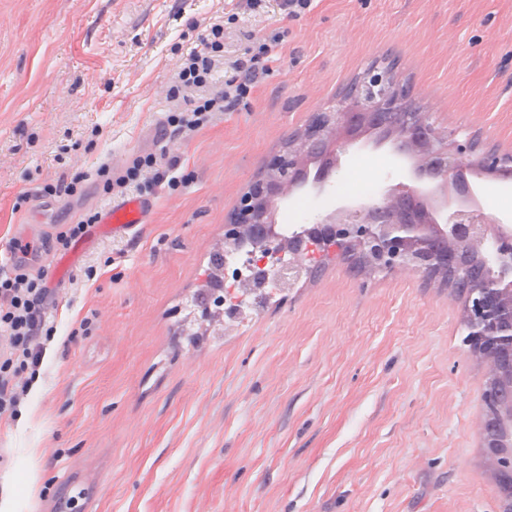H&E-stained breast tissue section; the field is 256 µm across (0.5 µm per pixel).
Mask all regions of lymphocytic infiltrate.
<instances>
[{"label":"lymphocytic infiltrate","instance_id":"f902f5d3","mask_svg":"<svg viewBox=\"0 0 512 512\" xmlns=\"http://www.w3.org/2000/svg\"><path fill=\"white\" fill-rule=\"evenodd\" d=\"M224 23L209 24L200 46L191 48L177 66L168 97L174 112L157 130L159 140L196 130L216 114L230 111L250 92L258 79L266 75L259 60L271 55L281 44L280 33L253 41L242 57L231 61L234 78H218L221 65ZM176 165L167 154L135 157L122 175L111 177L109 166H101L105 193L114 188L128 189L149 179L163 182ZM56 291L43 272L26 270L15 264L0 271V422L13 420L29 392L26 371H38L43 360L45 339L53 331L52 311Z\"/></svg>","mask_w":512,"mask_h":512}]
</instances>
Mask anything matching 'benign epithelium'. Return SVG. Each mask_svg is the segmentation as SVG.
<instances>
[{
	"mask_svg": "<svg viewBox=\"0 0 512 512\" xmlns=\"http://www.w3.org/2000/svg\"><path fill=\"white\" fill-rule=\"evenodd\" d=\"M413 89L400 82L390 65L373 66L353 91L337 99L334 106L312 114L307 127L288 139L283 153L268 165L264 178L243 198L230 227L236 233L224 236V253L239 252L240 239L255 224H270L273 209L288 206L300 194L317 198L329 196L333 169L309 173L303 164L310 145H332L340 158L356 148L390 146L391 154L402 162L407 181L388 185L376 202L342 198L312 224H290L278 242H251V258L265 259L271 253L278 261L265 273L263 283L284 287L285 275L300 278L314 252L337 242L356 244V258L374 271L403 273L417 269L429 275L462 276L460 253L480 258L491 275L471 296L466 322L468 345L474 356L512 348V302L504 289L512 288V225L486 213L483 207L448 200L429 206V200L448 185L462 182L466 197L475 201L486 190L472 160L470 139L459 142L453 134L443 136L431 114L412 104ZM389 112L396 117L394 131L365 139L353 131L371 115ZM481 167L496 170V176L512 179V153L492 150ZM436 228L448 238V249L430 245L428 234ZM310 237L308 249L297 239Z\"/></svg>",
	"mask_w": 512,
	"mask_h": 512,
	"instance_id": "obj_1",
	"label": "benign epithelium"
}]
</instances>
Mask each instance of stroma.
<instances>
[{"mask_svg": "<svg viewBox=\"0 0 512 512\" xmlns=\"http://www.w3.org/2000/svg\"><path fill=\"white\" fill-rule=\"evenodd\" d=\"M223 16L283 32L233 110L162 145L177 59ZM395 59L440 131L512 152V0H0V252L113 198L96 171L169 148L150 222L104 238L57 285L54 330L14 422L0 503L57 512H498L475 425L485 370L462 304L422 271L322 273L230 320L202 317L204 271L244 195L313 112ZM84 175L81 199L46 185ZM387 150L347 178L399 181ZM91 325H84V318Z\"/></svg>", "mask_w": 512, "mask_h": 512, "instance_id": "stroma-1", "label": "stroma"}]
</instances>
